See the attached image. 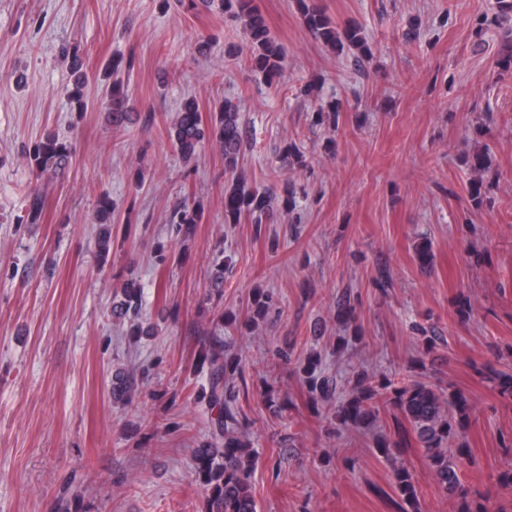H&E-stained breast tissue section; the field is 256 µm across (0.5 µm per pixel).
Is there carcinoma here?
Segmentation results:
<instances>
[{
  "label": "carcinoma",
  "instance_id": "cac0c4a2",
  "mask_svg": "<svg viewBox=\"0 0 512 512\" xmlns=\"http://www.w3.org/2000/svg\"><path fill=\"white\" fill-rule=\"evenodd\" d=\"M299 3L302 4L306 26L323 42L341 50L347 45L366 49L357 26L340 29L325 12L308 8L304 0H299ZM224 4L242 21L244 38L251 47L253 66L271 81L279 78L287 66L286 55L271 37L255 0H224ZM86 85L87 75L82 72L73 86L66 90L67 98L81 112L87 108ZM126 101L123 82L118 79L111 81L101 106L112 114V123L116 126L124 124L129 117ZM169 137L176 152L187 162L197 158L203 141L208 138L224 156L225 172L234 177L242 166L246 130L237 107L233 105H224L213 113L206 129L202 126L198 104L194 100L188 101L170 128ZM72 154L70 145L48 134L34 143L28 157L30 165L40 175L53 176L69 166ZM276 202L286 212L293 210L294 188L286 185L279 193L272 187L247 191L234 188L224 194V222L237 224L242 215L250 214L255 223L260 224L273 214ZM112 212V199L102 196L100 214L105 224L100 228L96 242L103 253L110 250L112 243L109 230ZM203 214L202 204L194 200L177 208L174 220L179 231L188 237L194 233L195 225L200 223ZM120 293L119 301L112 307V316L119 319L137 316L142 298L140 284L133 278L126 279ZM269 307V295L263 291L253 292L248 322L255 324L265 318ZM224 322V316H219L215 330L210 333L208 346L198 358L199 366L207 368L209 405L217 410V414L212 419L208 445L197 450L195 474L206 487L205 512H257L252 483L255 462L251 442L237 435L238 430L249 428V420L236 405L234 387L227 385V381L234 377H243V368L240 358L224 354V337L221 336ZM319 365L320 359L311 355L301 367L310 400L316 409L334 404L337 388L336 379L321 374ZM478 373L495 384L501 397L512 400V374L491 364L480 367ZM136 392L135 373L118 371L112 375L114 402L130 405ZM379 401L398 410L413 427L437 482L455 498L456 512H491L485 503L473 496L459 476V466L475 463L466 440L470 404L463 392L422 379H412L396 387L386 378L374 383L360 374L353 381L350 400L338 406L335 414L344 425L369 426L377 419ZM394 488L405 504L403 512H417V493L413 476L407 469L394 470Z\"/></svg>",
  "mask_w": 512,
  "mask_h": 512
}]
</instances>
